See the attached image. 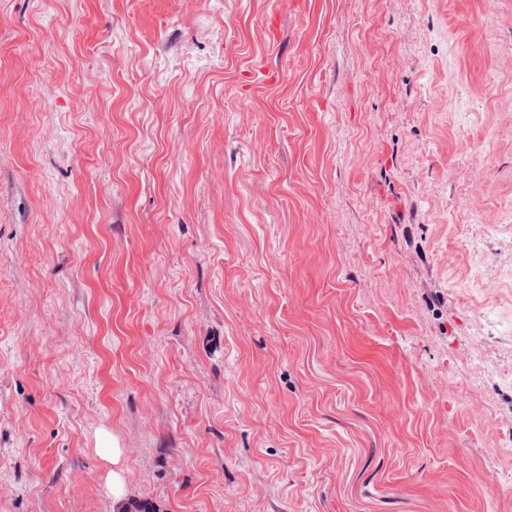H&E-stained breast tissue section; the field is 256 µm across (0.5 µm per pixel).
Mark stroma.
I'll return each instance as SVG.
<instances>
[{"instance_id": "stroma-1", "label": "stroma", "mask_w": 512, "mask_h": 512, "mask_svg": "<svg viewBox=\"0 0 512 512\" xmlns=\"http://www.w3.org/2000/svg\"><path fill=\"white\" fill-rule=\"evenodd\" d=\"M510 200L512 0H0V512H512ZM95 452L106 470V485L112 493V500H122L126 494L122 448L118 447L113 437L107 432L101 431L96 436Z\"/></svg>"}]
</instances>
